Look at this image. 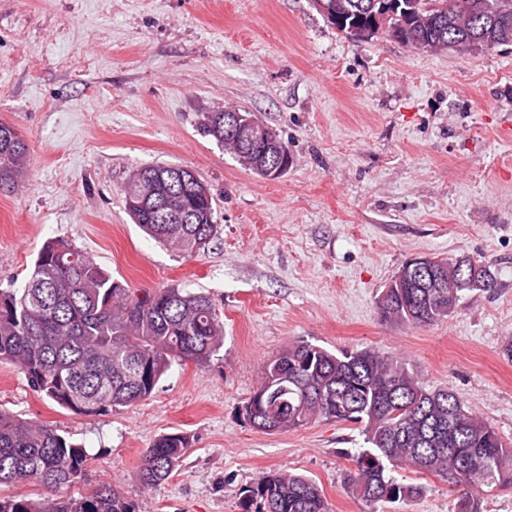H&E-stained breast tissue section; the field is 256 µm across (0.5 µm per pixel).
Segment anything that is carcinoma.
Segmentation results:
<instances>
[{
    "mask_svg": "<svg viewBox=\"0 0 512 512\" xmlns=\"http://www.w3.org/2000/svg\"><path fill=\"white\" fill-rule=\"evenodd\" d=\"M324 0L326 17L344 34L371 27L404 44L446 50L464 30L486 47L512 43V0ZM232 110L211 112L204 132L242 162V146L224 136ZM247 170L279 178L292 163L273 130L247 147ZM19 133L0 124V184L27 170ZM125 209L163 246L195 255L218 236L213 197L203 182L184 180L167 164L138 168L122 189ZM489 266L469 259L428 257L407 264L377 300L384 321L429 326L453 313L465 291L493 293ZM224 346V321L212 299L177 286L139 294L112 278L67 240L45 244L24 287L0 289V362L16 365L29 387L75 414L92 416L130 407L152 395L176 363L206 362ZM254 393L241 405L243 420L279 432L316 419L361 425L366 448L352 455L349 493L368 504L410 498L419 487L397 480L395 469L428 473L448 482L450 512H481L484 489L512 476V448L446 388L429 387L405 366L368 349L332 353L301 341L267 358ZM180 434L157 438L139 471L146 487L166 481L187 450ZM90 460L84 446L44 423L0 411V512H134L118 490L61 493L81 481ZM38 484L33 501L3 490ZM240 512H327L322 490L303 474L269 472L243 491Z\"/></svg>",
    "mask_w": 512,
    "mask_h": 512,
    "instance_id": "1",
    "label": "carcinoma"
}]
</instances>
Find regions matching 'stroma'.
<instances>
[{
  "label": "stroma",
  "instance_id": "1",
  "mask_svg": "<svg viewBox=\"0 0 512 512\" xmlns=\"http://www.w3.org/2000/svg\"><path fill=\"white\" fill-rule=\"evenodd\" d=\"M227 107L287 143L282 176L243 169L204 133V115ZM0 123L26 143L30 183L0 186V288L65 239L132 288L207 294L224 321L217 356L102 415L42 399L0 362L1 410L87 448L79 492L117 489L136 512H239L245 488L281 471L313 479L328 512H368L344 488L357 425L265 433L238 413L263 361L300 340L402 362L512 444V45L351 41L314 0H0ZM155 163L193 169L214 196L221 231L195 256L124 208L131 174ZM420 256L488 262L497 291L463 294L430 327L382 321L378 296ZM170 433L187 451L144 487L143 454ZM396 477L419 493L377 512H448L445 481Z\"/></svg>",
  "mask_w": 512,
  "mask_h": 512
}]
</instances>
